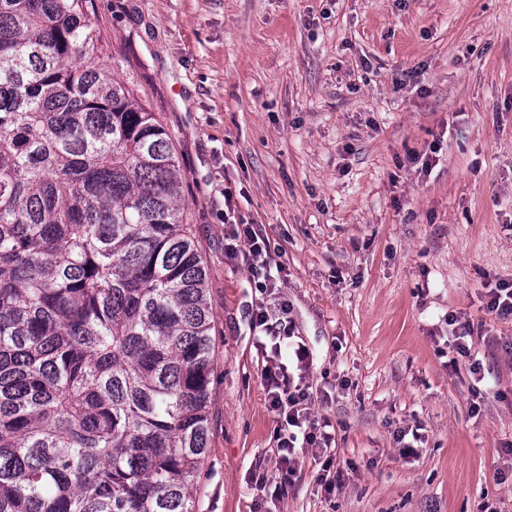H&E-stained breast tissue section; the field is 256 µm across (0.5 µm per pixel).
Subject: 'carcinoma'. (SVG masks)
<instances>
[{"label": "carcinoma", "instance_id": "carcinoma-1", "mask_svg": "<svg viewBox=\"0 0 512 512\" xmlns=\"http://www.w3.org/2000/svg\"><path fill=\"white\" fill-rule=\"evenodd\" d=\"M86 0H0V512H197L207 274Z\"/></svg>", "mask_w": 512, "mask_h": 512}]
</instances>
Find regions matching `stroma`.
I'll return each mask as SVG.
<instances>
[{
	"mask_svg": "<svg viewBox=\"0 0 512 512\" xmlns=\"http://www.w3.org/2000/svg\"><path fill=\"white\" fill-rule=\"evenodd\" d=\"M88 14L110 73L172 139L209 271L198 512H512V319L485 298L512 283V0H90ZM228 191L234 220L270 241L312 411L350 463L333 491L305 448L276 475L273 342L252 326L246 245L224 252ZM451 314L474 326L471 358L445 344Z\"/></svg>",
	"mask_w": 512,
	"mask_h": 512,
	"instance_id": "35a3bbf8",
	"label": "stroma"
}]
</instances>
